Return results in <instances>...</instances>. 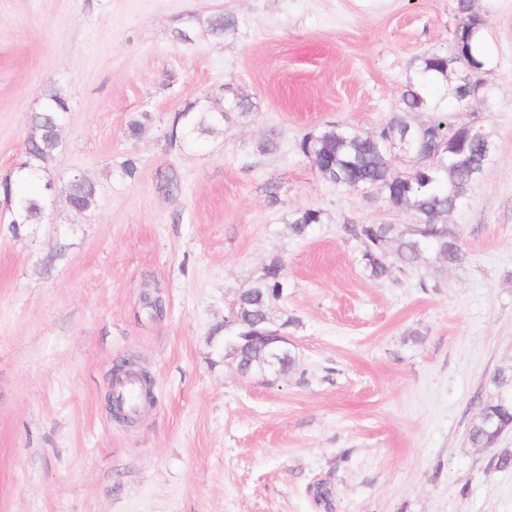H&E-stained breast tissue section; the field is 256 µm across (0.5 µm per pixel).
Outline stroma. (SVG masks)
<instances>
[{
    "mask_svg": "<svg viewBox=\"0 0 512 512\" xmlns=\"http://www.w3.org/2000/svg\"><path fill=\"white\" fill-rule=\"evenodd\" d=\"M473 5L490 95L455 119L482 124L494 156L448 216L465 260L374 279L345 225L409 215L328 183L298 145L385 123L417 57L450 51L455 0H0V178L53 90L70 110L41 180L99 188L81 214L55 192L45 223L15 232L0 203V512H324L319 482L331 512H512V468L496 466L512 429L467 440L512 365V0ZM215 15L234 30L213 34ZM226 86L251 114L169 142L175 114L223 110ZM305 208L322 221L298 237ZM276 259L272 312L292 320L298 367L244 377L224 317ZM124 358L155 383L132 425L103 408ZM321 223V212L318 209L306 208L293 212L289 224L294 235L307 236L315 224Z\"/></svg>",
    "mask_w": 512,
    "mask_h": 512,
    "instance_id": "35a3bbf8",
    "label": "stroma"
}]
</instances>
